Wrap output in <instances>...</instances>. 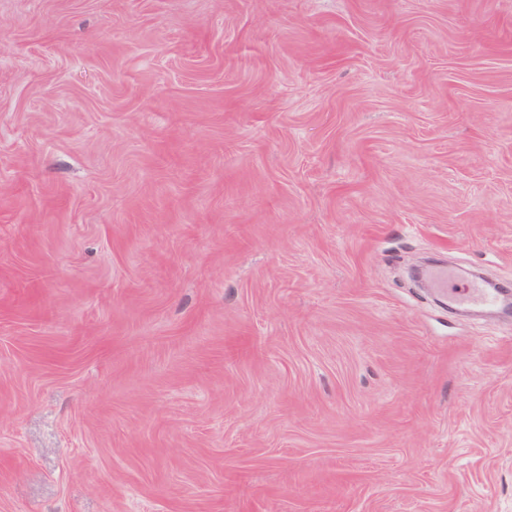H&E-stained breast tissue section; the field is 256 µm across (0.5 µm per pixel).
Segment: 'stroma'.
I'll return each mask as SVG.
<instances>
[{
  "instance_id": "1",
  "label": "stroma",
  "mask_w": 512,
  "mask_h": 512,
  "mask_svg": "<svg viewBox=\"0 0 512 512\" xmlns=\"http://www.w3.org/2000/svg\"><path fill=\"white\" fill-rule=\"evenodd\" d=\"M512 0H0V512H512ZM449 291L448 298L452 299L454 304L461 301L482 309H496L501 305L491 288H482L476 283L466 285L465 288H450Z\"/></svg>"
}]
</instances>
